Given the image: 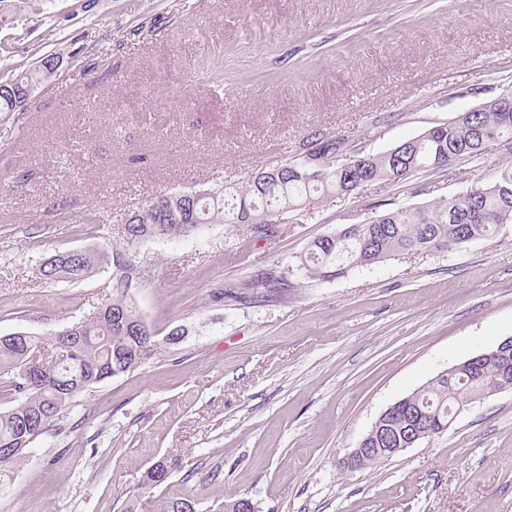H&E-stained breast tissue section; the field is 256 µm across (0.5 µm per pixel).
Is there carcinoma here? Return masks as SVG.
Returning <instances> with one entry per match:
<instances>
[{
    "mask_svg": "<svg viewBox=\"0 0 512 512\" xmlns=\"http://www.w3.org/2000/svg\"><path fill=\"white\" fill-rule=\"evenodd\" d=\"M46 57L32 71L0 81V114L16 112V99L28 87L46 79ZM497 146L512 153V94L497 97L477 110L457 115L381 154H366L347 135L328 136L317 130L301 140L296 154L284 163L283 175L259 167L241 186L160 193L130 213L126 224L134 234L126 244L151 238L175 240L207 224H234L250 241L278 236L290 214L311 208L319 199L348 196L368 183L397 184L417 172L437 173L455 160L481 158ZM512 223V164L486 183L472 185L446 200L421 206L389 209L365 224H344L315 238L297 270L312 280L326 281L363 268H372L401 255L452 251L497 232ZM104 257L92 251L58 255L41 266L48 280H80ZM112 297L71 327L72 338L60 334H25L16 341L0 336V385L17 393L14 404L0 412V466L22 462L27 449L93 385L138 368L156 355L152 337L134 338L112 320V312L139 317L127 300L135 271L115 263ZM264 288H288L286 274L270 268L260 280ZM512 371V353L489 351L478 366H451L447 374L409 394V409L433 435L448 430V420L475 403L481 392ZM408 421L394 418L388 428L365 443L367 448H397ZM171 468L161 458L141 476L143 493L164 483Z\"/></svg>",
    "mask_w": 512,
    "mask_h": 512,
    "instance_id": "cac0c4a2",
    "label": "carcinoma"
}]
</instances>
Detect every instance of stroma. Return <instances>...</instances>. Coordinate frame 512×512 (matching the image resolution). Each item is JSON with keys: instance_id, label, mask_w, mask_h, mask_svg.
<instances>
[{"instance_id": "stroma-1", "label": "stroma", "mask_w": 512, "mask_h": 512, "mask_svg": "<svg viewBox=\"0 0 512 512\" xmlns=\"http://www.w3.org/2000/svg\"><path fill=\"white\" fill-rule=\"evenodd\" d=\"M60 67L0 119V336L57 333L112 295V262L49 281L58 253H117L156 356L81 394L0 476V512H125L145 469L178 459L151 512L248 496L255 512H512V391L374 468L340 460L379 414L512 336V224L453 251L345 277L290 275L285 297H221L287 271L342 224L487 182L489 150L433 176L298 212L271 241L230 224L122 238L129 209L288 160L309 132L369 154L512 93V0H20L0 8V78ZM89 208L106 221L87 226ZM179 343H167L172 329ZM260 283L262 288H282L284 292L288 288V280L286 279V274L284 272L278 271L276 268H270L265 273L261 280L253 281L243 280L238 283L230 284L225 286L224 288L239 289V290H247L249 288H255V284Z\"/></svg>"}]
</instances>
